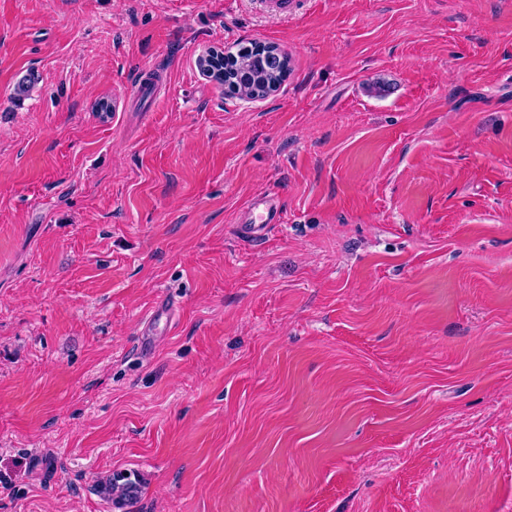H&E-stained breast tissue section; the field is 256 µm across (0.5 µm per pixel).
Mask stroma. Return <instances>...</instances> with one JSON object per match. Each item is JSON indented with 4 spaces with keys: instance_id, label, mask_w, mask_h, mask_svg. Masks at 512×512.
<instances>
[{
    "instance_id": "stroma-1",
    "label": "stroma",
    "mask_w": 512,
    "mask_h": 512,
    "mask_svg": "<svg viewBox=\"0 0 512 512\" xmlns=\"http://www.w3.org/2000/svg\"><path fill=\"white\" fill-rule=\"evenodd\" d=\"M0 512H512V0H0ZM269 48L257 46L238 53L233 61L224 63V86L245 90L252 98H266L273 86L281 85L288 74V59L281 66H271ZM281 217V206L276 197L270 195L256 197L242 214L236 229L243 238L258 242L265 237L270 224L281 222ZM120 477H109L101 485L102 492L118 503L132 498L137 493V487L132 482L120 483Z\"/></svg>"
}]
</instances>
